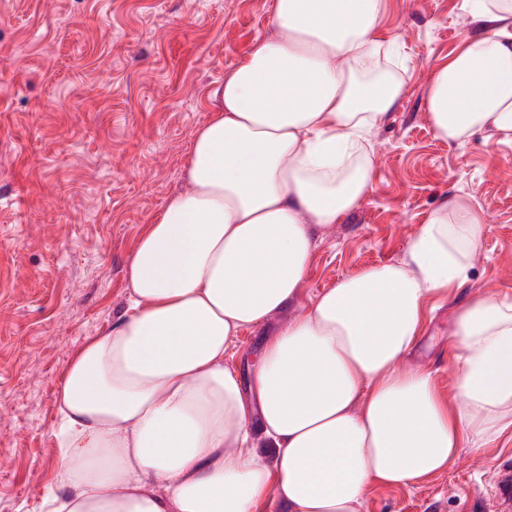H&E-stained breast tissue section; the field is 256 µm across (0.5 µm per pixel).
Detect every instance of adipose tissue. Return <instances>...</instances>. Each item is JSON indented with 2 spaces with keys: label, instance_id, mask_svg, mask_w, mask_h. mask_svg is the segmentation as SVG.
I'll return each instance as SVG.
<instances>
[{
  "label": "adipose tissue",
  "instance_id": "obj_1",
  "mask_svg": "<svg viewBox=\"0 0 512 512\" xmlns=\"http://www.w3.org/2000/svg\"><path fill=\"white\" fill-rule=\"evenodd\" d=\"M388 0H272L274 31L224 77L192 137L187 188L128 259L126 309L72 355L58 393L47 512H362L369 488L442 473L512 430V296L454 315L449 394L401 362L430 301L462 289L486 220L430 210L401 257L341 278L266 335L251 392L225 354L295 302L317 228L374 182L375 131L405 96ZM476 28L424 99L456 147L512 142V0H470Z\"/></svg>",
  "mask_w": 512,
  "mask_h": 512
}]
</instances>
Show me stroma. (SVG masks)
Instances as JSON below:
<instances>
[{
	"mask_svg": "<svg viewBox=\"0 0 512 512\" xmlns=\"http://www.w3.org/2000/svg\"><path fill=\"white\" fill-rule=\"evenodd\" d=\"M409 91L375 135L374 183L317 233L300 304L397 260L444 197L473 196L487 231L466 288L435 302L408 364L452 383V321L469 292L512 294V143L437 138L435 67L474 24L468 0H390ZM272 31L270 0H0V512H45L70 357L127 301L125 263L185 186L195 129L225 74ZM512 433L463 449L417 485L374 488L363 512H496Z\"/></svg>",
	"mask_w": 512,
	"mask_h": 512,
	"instance_id": "stroma-1",
	"label": "stroma"
}]
</instances>
